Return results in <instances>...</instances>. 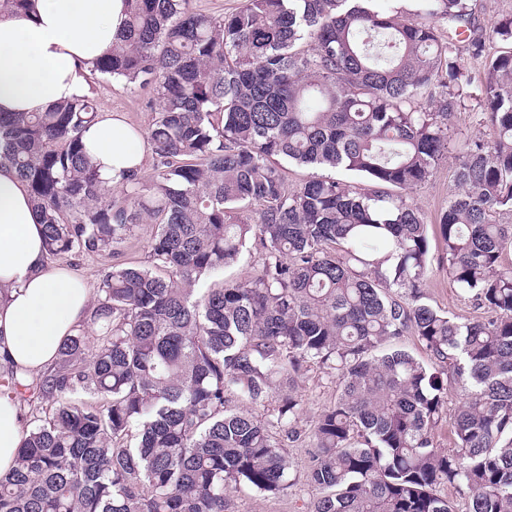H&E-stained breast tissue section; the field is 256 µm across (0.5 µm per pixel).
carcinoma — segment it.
<instances>
[{
	"label": "carcinoma",
	"instance_id": "obj_1",
	"mask_svg": "<svg viewBox=\"0 0 512 512\" xmlns=\"http://www.w3.org/2000/svg\"><path fill=\"white\" fill-rule=\"evenodd\" d=\"M127 0L128 21L90 72L152 90L158 157L127 199L88 155L89 96L0 114V165L31 190L49 260L115 259L88 321L54 366L0 369L26 412L0 512H227L247 487L280 493L296 439L298 380L339 381L312 432L310 512H512V15L476 25L468 0ZM483 64L478 92L462 61ZM428 94L433 111L420 105ZM492 137L465 139L437 227L448 277L488 313L460 321L425 301L429 237L402 192L448 157L462 113ZM313 170L296 187L279 160ZM319 168L359 174L361 187ZM387 186L399 190L390 194ZM145 265L116 261L143 217ZM255 243L262 262L206 286ZM417 337L430 362L392 345ZM455 447L433 431L448 383ZM236 396L251 406L228 405Z\"/></svg>",
	"mask_w": 512,
	"mask_h": 512
}]
</instances>
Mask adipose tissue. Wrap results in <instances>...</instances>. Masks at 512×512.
<instances>
[{"mask_svg": "<svg viewBox=\"0 0 512 512\" xmlns=\"http://www.w3.org/2000/svg\"><path fill=\"white\" fill-rule=\"evenodd\" d=\"M126 21V0H31L1 17L0 112H44L87 94L91 63ZM86 142L113 182L146 168L143 137L121 114L104 113ZM0 288L8 291L0 302V364L45 370L84 321L91 292L73 270L49 264L28 186L8 166L0 167ZM21 437L17 405L0 396V472L12 466Z\"/></svg>", "mask_w": 512, "mask_h": 512, "instance_id": "1", "label": "adipose tissue"}]
</instances>
